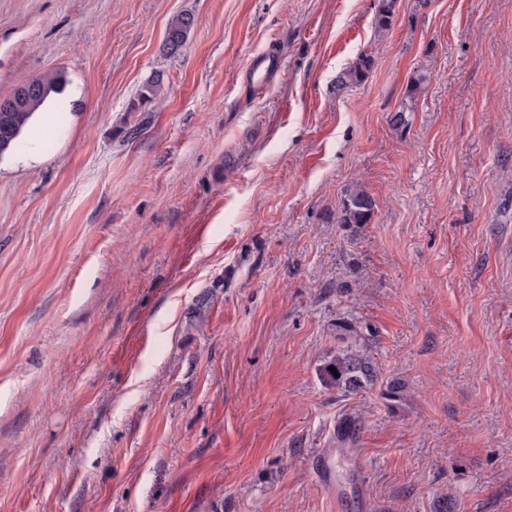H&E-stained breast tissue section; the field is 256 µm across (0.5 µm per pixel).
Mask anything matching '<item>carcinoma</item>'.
Segmentation results:
<instances>
[{
    "mask_svg": "<svg viewBox=\"0 0 512 512\" xmlns=\"http://www.w3.org/2000/svg\"><path fill=\"white\" fill-rule=\"evenodd\" d=\"M397 0H377L375 25L378 31H388L393 23ZM194 18L188 13L174 16L168 23L164 51L176 55L186 45ZM372 69V59L360 55L349 66L342 69L336 76L335 88L341 92L345 89L361 85ZM62 78L55 73H48L24 83L22 90L10 96L0 98V155L8 149L22 151L25 143L20 133L26 126L31 115L38 111L51 93L63 90ZM163 90L162 80L156 76L144 84L140 90L141 104H152ZM375 209L373 197L362 187L355 185L347 191L343 207L336 213L338 224H369ZM335 371L324 369L329 385L346 395H357L373 387L377 381L376 365L372 358L356 349V340H351L345 347L336 352L329 362Z\"/></svg>",
    "mask_w": 512,
    "mask_h": 512,
    "instance_id": "carcinoma-1",
    "label": "carcinoma"
}]
</instances>
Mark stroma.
Returning <instances> with one entry per match:
<instances>
[{
  "mask_svg": "<svg viewBox=\"0 0 512 512\" xmlns=\"http://www.w3.org/2000/svg\"><path fill=\"white\" fill-rule=\"evenodd\" d=\"M376 6L0 0V97L64 77L0 164V512H512V0ZM346 324L401 400L323 382ZM193 26L194 18L191 14L182 13L174 16L166 29L164 51L168 55L179 54L186 45ZM372 69V59L367 55H360L349 66L342 69L336 76V92L361 85L369 76ZM375 205L373 197L361 186L355 185L347 191L343 207L336 213V221L340 224L371 223Z\"/></svg>",
  "mask_w": 512,
  "mask_h": 512,
  "instance_id": "1",
  "label": "stroma"
}]
</instances>
